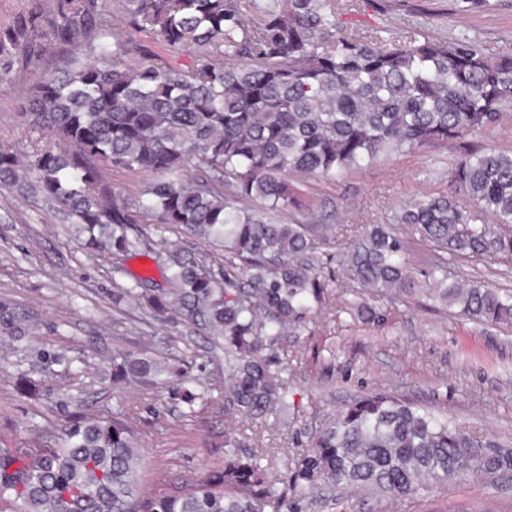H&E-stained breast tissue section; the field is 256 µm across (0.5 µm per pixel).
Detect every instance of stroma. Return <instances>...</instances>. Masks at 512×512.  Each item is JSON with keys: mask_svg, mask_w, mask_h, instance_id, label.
Returning a JSON list of instances; mask_svg holds the SVG:
<instances>
[{"mask_svg": "<svg viewBox=\"0 0 512 512\" xmlns=\"http://www.w3.org/2000/svg\"><path fill=\"white\" fill-rule=\"evenodd\" d=\"M463 12L457 0H364L352 21L365 33L381 25L399 37L415 31L438 40L467 35L489 55L512 54V0ZM455 145L422 147L341 176L311 179L308 200L319 223L334 226L365 216L384 221L399 206L448 188ZM156 275L151 259L116 263L111 253L85 251L68 224L41 200L0 187V304L14 312L25 334L18 350L0 362V448L32 447V433L72 415L109 414L134 404L146 467L145 491H174L182 479L224 462V439L252 447V427L225 413L224 351L202 324L182 314L152 320L123 297L130 274ZM449 278H484L512 290V268L489 259L455 261ZM362 298L376 315L340 311L335 299L315 309L303 329L283 332L274 351L288 364L295 406L268 408L264 445L283 449L275 466L310 450L324 419L360 394L381 388L447 414L489 449L512 450V331L480 324L413 296L391 306L369 290ZM169 352L186 360L197 386L212 403L196 419L180 401L149 405L139 388L113 385L101 358L113 349ZM62 352L69 365L45 360ZM36 385L18 396L20 377ZM296 512H512V473L471 476L430 485L396 500L354 489L314 492L296 500Z\"/></svg>", "mask_w": 512, "mask_h": 512, "instance_id": "35a3bbf8", "label": "stroma"}]
</instances>
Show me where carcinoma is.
Wrapping results in <instances>:
<instances>
[{
    "label": "carcinoma",
    "mask_w": 512,
    "mask_h": 512,
    "mask_svg": "<svg viewBox=\"0 0 512 512\" xmlns=\"http://www.w3.org/2000/svg\"><path fill=\"white\" fill-rule=\"evenodd\" d=\"M249 24L236 0H39L0 27V87L15 84L53 51L66 56L34 76L15 121L40 139L0 144V184L42 196L73 224L83 246L128 257L138 251L167 273L161 285L131 275L123 296L157 321L172 306L199 320L224 347V410L257 419L291 391L271 371L274 338L301 329L350 283L316 263L323 225L280 222L250 209H304L308 177L334 181L393 154L455 142L448 178L466 200L428 195L385 224H366L338 265L385 298L418 292L471 320L512 326V292L482 281L417 289L406 266V226L433 244L434 270L467 259L512 263V151L475 147L512 107V55L490 57L464 35L434 42L415 33L362 36L343 16L360 0H252ZM148 37L124 38L110 15ZM190 57L183 66L163 54ZM138 60L130 70L123 61ZM153 177L135 198L116 192L111 172ZM160 224L222 247L208 253L144 236ZM112 381L156 400L181 397L195 418L209 398L185 369L146 350L112 351ZM136 409L81 416L41 432L42 448H0V512H283L288 490L350 486L410 497L452 477L512 470V453L486 454L478 441L426 407L374 391L328 417L305 454L280 475L263 450L224 437V465L175 492H145Z\"/></svg>",
    "instance_id": "carcinoma-1"
}]
</instances>
